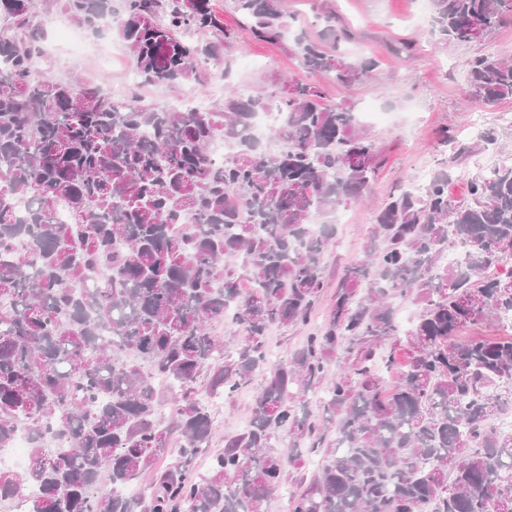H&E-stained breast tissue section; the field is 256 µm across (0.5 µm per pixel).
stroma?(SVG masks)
<instances>
[{"instance_id": "1", "label": "stroma", "mask_w": 512, "mask_h": 512, "mask_svg": "<svg viewBox=\"0 0 512 512\" xmlns=\"http://www.w3.org/2000/svg\"><path fill=\"white\" fill-rule=\"evenodd\" d=\"M288 12L295 16L299 29L318 36L322 15L335 14L337 21L353 34L344 49L351 56L371 58L377 66L372 78L345 88L330 78L311 74L301 68L289 44L255 39L229 0H210V6L224 21V48L220 61L207 63L209 85H216L227 63L251 61L248 70L235 71L232 80L257 90L280 78L319 84L327 103L360 112L366 103H374L390 112L391 123L366 125L375 141L382 162L370 181L362 200L344 204L347 223L337 225L332 246L325 258L327 283L315 305L310 326L272 327L267 344L278 353L298 348L311 327L320 326L333 302L337 274L342 267L362 259L375 212L389 194L408 181L419 169L450 167L449 191L454 198L466 195V181L478 174L481 165L512 162V124L499 118L512 110V100L493 104L469 99L463 61L475 54H493L512 58V12H505L500 25L479 45L457 46L439 43L427 23L411 9V0H286ZM38 17L42 19V52L34 65L41 74L55 79L81 78L100 85L104 92L122 89L121 69L97 67L102 48L122 49L114 32L88 34L86 48L71 50L56 44L51 34L56 23L70 24L64 0H40ZM412 44L415 54L405 58L400 49ZM484 114L487 126L497 141L483 145L469 141L467 129L472 117ZM450 132L458 143L469 144L470 153L456 155L453 146L443 145V132ZM256 385L241 388L233 399L218 400L211 407L213 449L224 446L226 432L246 426Z\"/></svg>"}]
</instances>
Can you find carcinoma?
I'll use <instances>...</instances> for the list:
<instances>
[{"label": "carcinoma", "instance_id": "obj_1", "mask_svg": "<svg viewBox=\"0 0 512 512\" xmlns=\"http://www.w3.org/2000/svg\"><path fill=\"white\" fill-rule=\"evenodd\" d=\"M504 2L432 0V33L480 42ZM231 6L254 38L291 43L310 73L349 87L376 68L338 54L351 34L333 14L311 38L285 0ZM65 8L92 28L111 17L144 85L202 84L198 64L222 55L205 39L224 33L209 0ZM33 11L34 0H0V447L20 418L30 440L24 471L0 469V500L34 484L27 512H267L303 448L322 463L289 512H494L512 496V431L494 424L512 413V332L460 335L512 325V164L473 176L461 200L446 169L421 194L392 193L324 323L272 365L268 331L310 322L336 210L380 164L374 141L310 83L235 92L217 112L34 79ZM465 67L470 98L512 99V60L482 54ZM262 109L282 113L274 149L246 136ZM221 133L238 150L216 166L208 150ZM18 198L30 201L22 215ZM457 245L463 268L443 262ZM100 266L108 275L91 280ZM397 299L420 304L405 330ZM214 321L229 335H212ZM335 355L344 366L327 384ZM258 375L250 424L196 472L212 438L200 392L230 400ZM157 377L176 384L167 424ZM320 387L321 424L304 409ZM61 436L72 448L49 450ZM166 452L176 462L146 492H119Z\"/></svg>", "mask_w": 512, "mask_h": 512}]
</instances>
